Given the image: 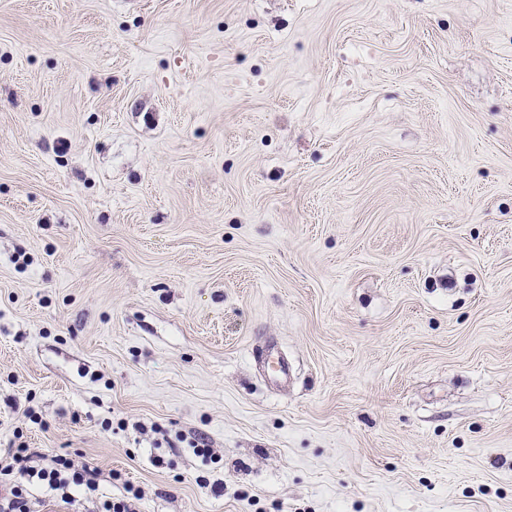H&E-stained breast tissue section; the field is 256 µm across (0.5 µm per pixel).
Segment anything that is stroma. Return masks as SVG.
Masks as SVG:
<instances>
[{
  "instance_id": "stroma-1",
  "label": "stroma",
  "mask_w": 512,
  "mask_h": 512,
  "mask_svg": "<svg viewBox=\"0 0 512 512\" xmlns=\"http://www.w3.org/2000/svg\"><path fill=\"white\" fill-rule=\"evenodd\" d=\"M18 435L140 512H512V0H0Z\"/></svg>"
}]
</instances>
